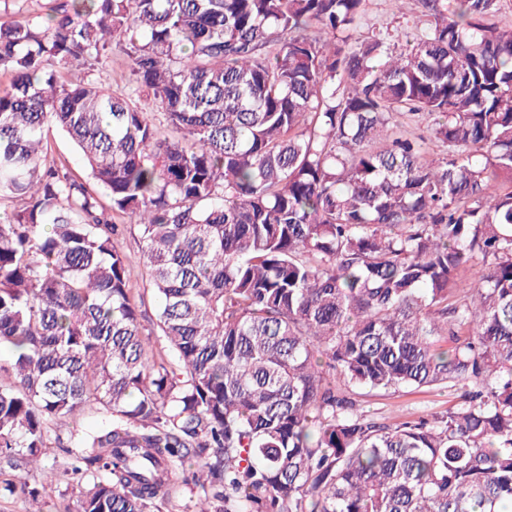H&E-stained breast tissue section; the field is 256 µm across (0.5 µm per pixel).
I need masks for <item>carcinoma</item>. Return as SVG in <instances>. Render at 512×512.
Here are the masks:
<instances>
[{"label": "carcinoma", "instance_id": "carcinoma-1", "mask_svg": "<svg viewBox=\"0 0 512 512\" xmlns=\"http://www.w3.org/2000/svg\"><path fill=\"white\" fill-rule=\"evenodd\" d=\"M416 2L412 34H360L366 0H44L0 25V463L40 464L47 423L93 407L42 484L86 478L77 512H160L190 482L195 512L512 507V28L501 0ZM114 42L158 119L96 81ZM50 127L139 228L171 360ZM402 386L456 400L358 413ZM446 388L402 387L356 396L359 412L378 422L393 425L402 421L431 419L448 409L454 401Z\"/></svg>", "mask_w": 512, "mask_h": 512}]
</instances>
